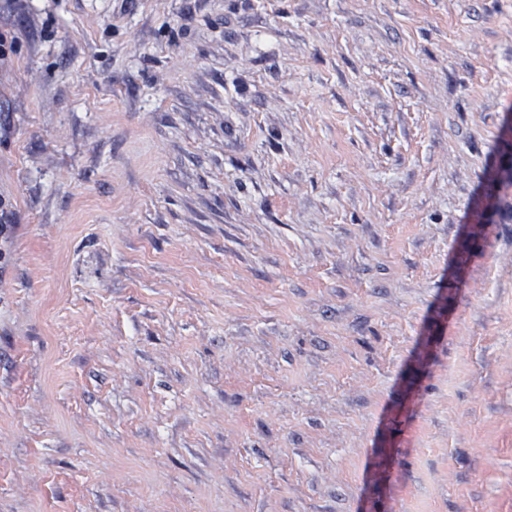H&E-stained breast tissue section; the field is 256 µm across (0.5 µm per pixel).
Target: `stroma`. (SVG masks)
<instances>
[{
  "label": "stroma",
  "instance_id": "35a3bbf8",
  "mask_svg": "<svg viewBox=\"0 0 512 512\" xmlns=\"http://www.w3.org/2000/svg\"><path fill=\"white\" fill-rule=\"evenodd\" d=\"M0 32V512H512V0Z\"/></svg>",
  "mask_w": 512,
  "mask_h": 512
}]
</instances>
